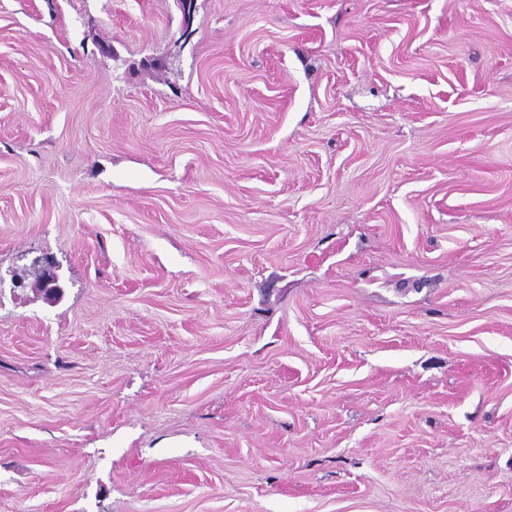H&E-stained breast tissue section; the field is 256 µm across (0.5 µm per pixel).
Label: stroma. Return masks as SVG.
I'll return each instance as SVG.
<instances>
[{"label":"stroma","mask_w":512,"mask_h":512,"mask_svg":"<svg viewBox=\"0 0 512 512\" xmlns=\"http://www.w3.org/2000/svg\"><path fill=\"white\" fill-rule=\"evenodd\" d=\"M0 512H512V0H0ZM33 273L39 276L41 291L46 299L56 300L62 293V286L55 271L56 263L52 257H35L30 265Z\"/></svg>","instance_id":"stroma-1"}]
</instances>
